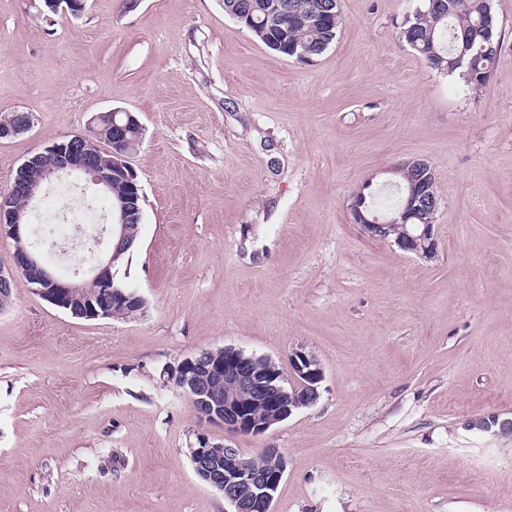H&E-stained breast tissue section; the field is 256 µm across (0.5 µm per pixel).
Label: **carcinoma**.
<instances>
[{"instance_id": "carcinoma-1", "label": "carcinoma", "mask_w": 512, "mask_h": 512, "mask_svg": "<svg viewBox=\"0 0 512 512\" xmlns=\"http://www.w3.org/2000/svg\"><path fill=\"white\" fill-rule=\"evenodd\" d=\"M272 0H224V12L269 49L292 56L303 46L322 55L342 24L335 0H280L291 15L284 34L269 14ZM398 39L431 69L458 76L472 90L488 86L503 46L492 0H420L399 27Z\"/></svg>"}]
</instances>
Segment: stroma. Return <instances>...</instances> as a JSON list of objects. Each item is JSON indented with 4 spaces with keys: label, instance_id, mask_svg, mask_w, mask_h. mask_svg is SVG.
Masks as SVG:
<instances>
[{
    "label": "stroma",
    "instance_id": "obj_1",
    "mask_svg": "<svg viewBox=\"0 0 512 512\" xmlns=\"http://www.w3.org/2000/svg\"><path fill=\"white\" fill-rule=\"evenodd\" d=\"M419 0H340L309 62L268 49L224 0H0V196L18 166L100 112L134 113L144 194L122 281L133 318L84 320L15 276L0 311V512H231L195 474L200 437L288 466L274 512H512V0L474 91L397 37ZM431 166L430 260L353 224L352 197ZM231 346L320 396L261 435L200 420L170 373ZM33 125L30 113L14 111L0 117V140L9 139L28 132Z\"/></svg>",
    "mask_w": 512,
    "mask_h": 512
}]
</instances>
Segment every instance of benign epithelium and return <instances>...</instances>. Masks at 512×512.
<instances>
[{
	"mask_svg": "<svg viewBox=\"0 0 512 512\" xmlns=\"http://www.w3.org/2000/svg\"><path fill=\"white\" fill-rule=\"evenodd\" d=\"M50 12H81L85 0H44ZM32 115L14 111L0 116V140L28 132ZM143 128L131 112H102L93 116L86 131L67 135L28 157L17 169L9 193L0 198V236L15 240L11 265L0 268V310L11 304L16 274L25 276L34 292L75 318L93 320L111 317L122 309L130 317L141 311L145 300L117 280L119 260L138 233L143 199L137 174L129 163L131 147L140 141ZM417 176L405 195L402 208L389 219L368 215L361 208L360 194L353 196L352 223L372 239L393 240L402 251L431 259L438 250L435 219L440 199L432 190L429 164L411 160L401 164ZM80 174L99 190L112 189V180L126 178L130 190L112 201L109 244L95 255L90 280L77 283L57 275L39 253L24 244L28 238L30 206L55 178ZM417 223L411 224L409 220ZM396 236H391V233ZM293 376L302 389L292 391L281 384V371L274 362L246 356L238 349L224 348V360H212L202 351L181 361L173 373V383L185 393L201 419L236 434L259 435L286 420L293 411L313 404L319 397L324 373L317 360L302 349L288 358ZM262 403L268 413L260 418L251 413L253 403ZM262 454L276 459V465L256 470L239 450L223 443L200 439L190 449L197 477L224 494L233 512H273L278 488L287 470V461L278 448Z\"/></svg>",
	"mask_w": 512,
	"mask_h": 512,
	"instance_id": "7a95c632",
	"label": "benign epithelium"
}]
</instances>
